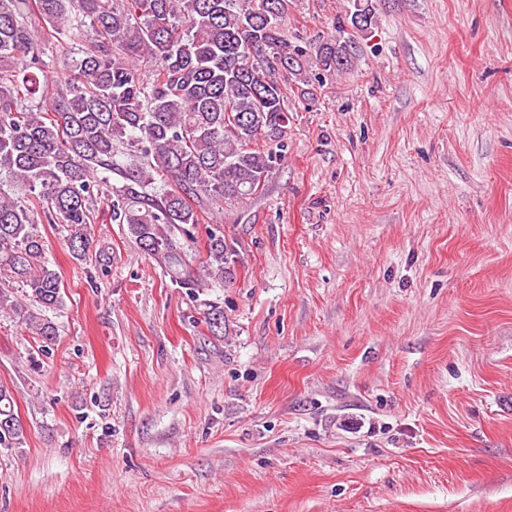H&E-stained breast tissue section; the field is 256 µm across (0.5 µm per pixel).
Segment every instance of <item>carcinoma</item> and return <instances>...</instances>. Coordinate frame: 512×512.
<instances>
[{
  "instance_id": "1",
  "label": "carcinoma",
  "mask_w": 512,
  "mask_h": 512,
  "mask_svg": "<svg viewBox=\"0 0 512 512\" xmlns=\"http://www.w3.org/2000/svg\"><path fill=\"white\" fill-rule=\"evenodd\" d=\"M287 0H0V314L57 337L46 316L64 307L38 224L68 231L72 257L90 247L94 193H112L110 220L191 292L230 277L234 240L214 224L195 265L190 228L213 203L234 206L263 189L287 149L286 84L350 70L360 12L350 0L336 35L289 42ZM44 22V35L29 22ZM79 46L78 56L69 53ZM224 330V307L208 304ZM25 428L0 387V447Z\"/></svg>"
}]
</instances>
